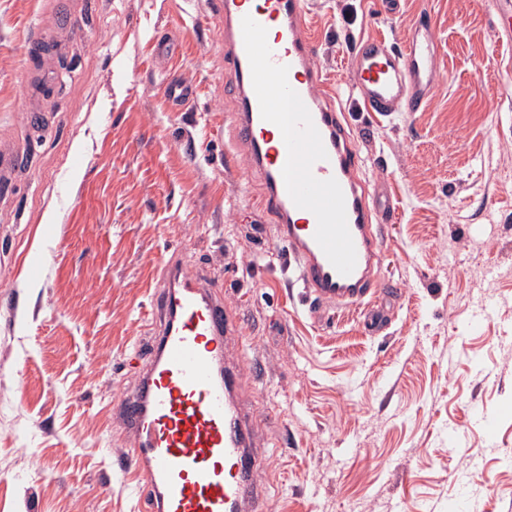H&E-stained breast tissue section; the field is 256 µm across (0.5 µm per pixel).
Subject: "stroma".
Listing matches in <instances>:
<instances>
[{
    "label": "stroma",
    "instance_id": "stroma-1",
    "mask_svg": "<svg viewBox=\"0 0 512 512\" xmlns=\"http://www.w3.org/2000/svg\"><path fill=\"white\" fill-rule=\"evenodd\" d=\"M308 9L359 176L393 194L376 332L360 312L310 313L253 205L258 173L224 161L235 103L217 0H0V145L24 162L0 186V512H137L117 401L173 255L210 271L252 346L227 357L255 411L277 415L257 439L264 512H448L463 497L512 512V50L495 44L492 0ZM423 13L444 69L426 107L360 111L355 43L404 41ZM170 78L194 99L173 107Z\"/></svg>",
    "mask_w": 512,
    "mask_h": 512
}]
</instances>
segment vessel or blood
<instances>
[{
	"instance_id": "1",
	"label": "vessel or blood",
	"mask_w": 512,
	"mask_h": 512,
	"mask_svg": "<svg viewBox=\"0 0 512 512\" xmlns=\"http://www.w3.org/2000/svg\"><path fill=\"white\" fill-rule=\"evenodd\" d=\"M306 0H221L224 55L232 74L237 148L260 174L256 208L276 226L296 280L317 306L366 308L379 227L395 217L388 194L367 192L345 115L330 102L316 65L320 38ZM497 41H512V0H496ZM349 77L363 111L415 112L442 79L437 42L417 22L404 43L356 42ZM152 296V336L142 378L118 405L131 438L140 512H256L262 465L256 436L274 418L246 406L241 373L226 349L239 325L222 296L176 262L162 265ZM367 310L371 326L381 313Z\"/></svg>"
}]
</instances>
